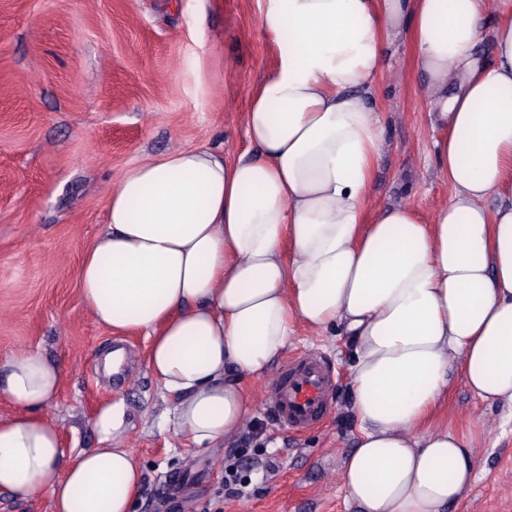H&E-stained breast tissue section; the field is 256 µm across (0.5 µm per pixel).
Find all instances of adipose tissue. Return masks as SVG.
I'll return each instance as SVG.
<instances>
[{
    "instance_id": "adipose-tissue-1",
    "label": "adipose tissue",
    "mask_w": 512,
    "mask_h": 512,
    "mask_svg": "<svg viewBox=\"0 0 512 512\" xmlns=\"http://www.w3.org/2000/svg\"><path fill=\"white\" fill-rule=\"evenodd\" d=\"M278 48L249 98L259 158L180 148L129 169L77 287L95 321L150 339L148 367L177 397V432L234 438L298 327L352 346L356 447L342 485L362 512H448L469 490L472 438L434 426L452 371L480 400L512 405V12L489 0H259ZM408 25L427 76L435 176L447 204L400 199L367 216L384 147L362 91ZM490 38L494 64L475 53ZM511 202L495 208L492 196ZM60 362L0 357V490L48 495L54 512H131L141 472L122 401L92 426L100 447L66 459L47 409Z\"/></svg>"
}]
</instances>
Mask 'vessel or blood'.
<instances>
[{
  "label": "vessel or blood",
  "instance_id": "obj_1",
  "mask_svg": "<svg viewBox=\"0 0 512 512\" xmlns=\"http://www.w3.org/2000/svg\"><path fill=\"white\" fill-rule=\"evenodd\" d=\"M336 382L333 367L319 352L297 353L280 366L266 401L279 425L291 434H301L330 417Z\"/></svg>",
  "mask_w": 512,
  "mask_h": 512
}]
</instances>
